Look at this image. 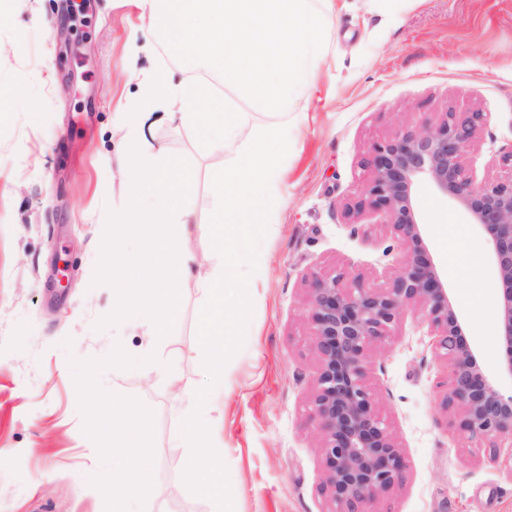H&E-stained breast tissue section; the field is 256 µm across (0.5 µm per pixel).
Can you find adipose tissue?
Segmentation results:
<instances>
[{"mask_svg": "<svg viewBox=\"0 0 512 512\" xmlns=\"http://www.w3.org/2000/svg\"><path fill=\"white\" fill-rule=\"evenodd\" d=\"M112 415L123 425L121 433L113 435L109 451L111 468L96 475L100 490L112 500V512H131L134 501L145 498V462L143 444L147 431L141 423V414L135 403L121 399L112 405Z\"/></svg>", "mask_w": 512, "mask_h": 512, "instance_id": "obj_1", "label": "adipose tissue"}]
</instances>
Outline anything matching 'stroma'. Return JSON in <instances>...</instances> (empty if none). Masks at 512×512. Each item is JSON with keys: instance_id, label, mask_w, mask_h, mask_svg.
I'll return each instance as SVG.
<instances>
[{"instance_id": "stroma-1", "label": "stroma", "mask_w": 512, "mask_h": 512, "mask_svg": "<svg viewBox=\"0 0 512 512\" xmlns=\"http://www.w3.org/2000/svg\"><path fill=\"white\" fill-rule=\"evenodd\" d=\"M325 19V53L313 65L304 120L288 114L284 204L260 244V282L243 345L206 407L224 442L234 512H330L321 494L322 437L312 421L317 359L308 282L333 270L384 288L403 251L383 218L347 224L343 208L364 191L371 146L441 112L479 110L486 125L467 157L477 179L495 178L493 159L512 148V0H335ZM186 74L158 27L132 0H10L0 13V512H110L95 475L110 466L102 412L128 397L141 410L152 494L136 512H213L183 480V388H201L197 286L220 257L207 221L215 208L219 150L201 147L193 127L154 108L146 145L189 161L188 207L202 219L189 244L196 258L179 280L172 332L98 328L114 290L94 284L108 211L130 196L118 166L121 103L156 71ZM429 254L448 273V291L468 324L485 370L500 351L465 301L472 282L500 284L490 257L479 272L450 268L437 225L483 243L453 202L419 192ZM420 309H407L375 349L368 385L402 449V484L372 512H512V475L489 465L442 407L450 366L430 345ZM150 346L159 363L113 364L112 348ZM180 378L173 388L170 376Z\"/></svg>"}]
</instances>
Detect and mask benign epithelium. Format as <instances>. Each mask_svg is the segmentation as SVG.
Here are the masks:
<instances>
[{"label":"benign epithelium","instance_id":"benign-epithelium-1","mask_svg":"<svg viewBox=\"0 0 512 512\" xmlns=\"http://www.w3.org/2000/svg\"><path fill=\"white\" fill-rule=\"evenodd\" d=\"M486 114L441 113L438 121L374 144L366 158L364 193L346 204L349 223L366 212L387 219L403 250L398 274L386 288L356 275H316L309 284V320L318 359L312 420L322 436L321 493L332 512H370L369 504L398 487L406 458L367 384V362L404 311L417 306L436 353L451 363L443 407L490 464L512 474V393L498 390L465 337L447 281L429 256L417 208L419 186L461 204L487 235L498 281L495 336L502 351L499 372L512 377V150L498 158L507 173L477 181L466 163Z\"/></svg>","mask_w":512,"mask_h":512}]
</instances>
